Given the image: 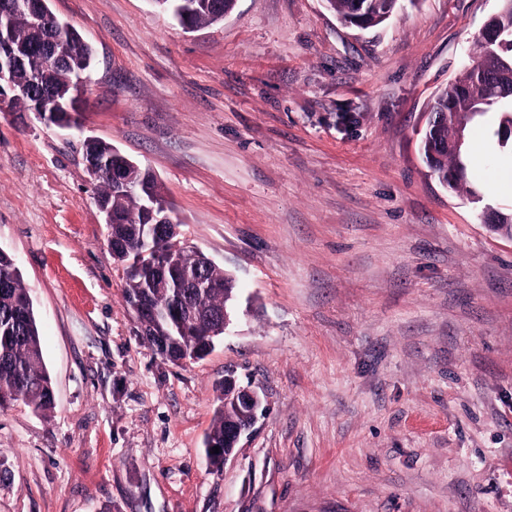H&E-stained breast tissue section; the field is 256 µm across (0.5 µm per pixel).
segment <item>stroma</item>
Listing matches in <instances>:
<instances>
[{
    "label": "stroma",
    "mask_w": 512,
    "mask_h": 512,
    "mask_svg": "<svg viewBox=\"0 0 512 512\" xmlns=\"http://www.w3.org/2000/svg\"><path fill=\"white\" fill-rule=\"evenodd\" d=\"M95 49L82 131L0 110V250L31 290L54 411L0 409V512H512V155L441 185L428 107L499 0H237L182 29L149 0H51ZM165 184L236 278L233 323L176 366L137 336L82 140ZM265 410L222 469L220 383ZM399 0H362L359 7L365 13V21L370 28L376 27L386 20L396 10Z\"/></svg>",
    "instance_id": "stroma-1"
}]
</instances>
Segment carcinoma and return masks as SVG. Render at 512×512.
Here are the masks:
<instances>
[{
  "instance_id": "1",
  "label": "carcinoma",
  "mask_w": 512,
  "mask_h": 512,
  "mask_svg": "<svg viewBox=\"0 0 512 512\" xmlns=\"http://www.w3.org/2000/svg\"><path fill=\"white\" fill-rule=\"evenodd\" d=\"M236 0H183L190 23L199 28L224 19L232 11ZM330 10L347 23L351 20L355 0H326ZM399 0H361L360 8L365 21L376 27L388 20ZM496 27L502 37L512 35V0H502ZM53 49L60 64L40 70V81L45 88L65 91L70 87L71 70L67 61L92 53L91 46L74 27L54 34ZM473 100V108L485 113L491 107L500 108V120L495 131L500 148H507L503 135L512 131V81L487 76L480 68L471 66L453 82L439 91L431 106V117L422 138L425 157L433 159L429 164L432 173L441 183L455 190L463 187L466 166L463 154L454 152L448 143V126L456 119V102L464 95ZM97 196L112 198V207L126 219L141 217L142 199L137 195L116 197L112 195V181L99 176L94 179ZM108 246L115 260L126 263L135 257L136 244L124 225L111 226ZM7 277L8 288L0 289V407L21 403L36 413L46 415L54 408L53 385L44 360L40 327L34 310L30 289L26 287L22 273L14 260L0 251V278ZM208 279L215 284L202 298L193 300L197 310L187 312L176 305L177 288H152L150 282L132 275L126 278L125 298L130 303L141 294H148L149 304L160 312L170 314L168 323H157L146 332L147 340L163 358L174 363L184 357V349L190 347L195 337L168 336L167 324L174 323L180 329H190L206 334L210 325L204 319L208 311L233 310L234 297L238 295L235 279L224 269L212 265L207 270ZM239 417L235 404L224 398V410L217 413L205 438L210 463L216 467L224 464V448L231 447L224 441V430L233 419ZM219 452H212L213 447Z\"/></svg>"
}]
</instances>
